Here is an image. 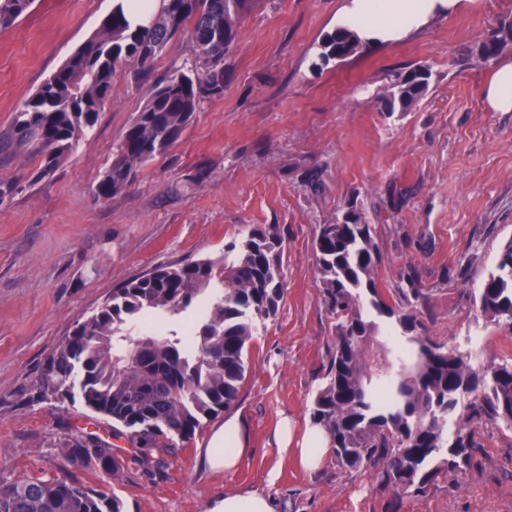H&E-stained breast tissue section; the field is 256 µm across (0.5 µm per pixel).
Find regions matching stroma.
<instances>
[{
  "instance_id": "35a3bbf8",
  "label": "stroma",
  "mask_w": 512,
  "mask_h": 512,
  "mask_svg": "<svg viewBox=\"0 0 512 512\" xmlns=\"http://www.w3.org/2000/svg\"><path fill=\"white\" fill-rule=\"evenodd\" d=\"M349 0H252L224 57V93L207 98L165 155L120 193L95 187L154 83L195 64L188 33L153 62L149 81L116 79L94 127L38 182V159L0 153V180L18 182L0 205V481L60 478L115 493L125 512H207L224 493L252 490L276 512H386L392 491L369 472L341 471L333 455L308 470L282 451V417L311 420L334 343L314 242L349 207L373 227L377 285L396 299L414 269L422 331L468 355L475 371L512 359V332L481 313L478 292L512 240V112L484 103L488 75L512 57V0H466L346 60L318 54ZM112 0H34L0 29V135L20 107L99 29ZM496 41L497 56L483 54ZM430 73L420 100L388 113L397 76ZM284 239L283 297L259 323L245 381L229 412L250 449L230 472L203 452L224 416L205 420L177 456L143 466L123 457L115 477L68 463V434L109 438L112 424L80 403L37 400L46 360L113 288L164 264L223 257L246 229ZM473 467L399 512H512V429L480 426Z\"/></svg>"
}]
</instances>
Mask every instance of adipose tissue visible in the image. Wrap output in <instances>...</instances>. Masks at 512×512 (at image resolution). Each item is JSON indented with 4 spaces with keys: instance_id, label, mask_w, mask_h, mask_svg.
Here are the masks:
<instances>
[{
    "instance_id": "1",
    "label": "adipose tissue",
    "mask_w": 512,
    "mask_h": 512,
    "mask_svg": "<svg viewBox=\"0 0 512 512\" xmlns=\"http://www.w3.org/2000/svg\"><path fill=\"white\" fill-rule=\"evenodd\" d=\"M465 0H351L337 21L352 30L361 43L398 39L423 24L434 13L455 12ZM489 111L512 112V58H504L490 73L484 86ZM277 436L282 445H296L301 464L318 466L331 448L329 435L318 425L306 426L300 438H293L289 422H282ZM244 424L239 416L227 417L207 442L206 462L214 470H233L245 453Z\"/></svg>"
}]
</instances>
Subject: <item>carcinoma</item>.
Segmentation results:
<instances>
[{
	"mask_svg": "<svg viewBox=\"0 0 512 512\" xmlns=\"http://www.w3.org/2000/svg\"><path fill=\"white\" fill-rule=\"evenodd\" d=\"M34 0H0V29L12 27ZM251 0H163L149 25L130 29L120 11L105 16L80 46L16 113L14 136L0 137V150L23 148L40 159L34 179L53 173L79 136L91 129L112 93L122 64L145 78L154 59L189 28L196 67L179 70L152 87L129 125L111 167L95 188L107 199L131 177L165 154L182 136L200 103L224 88V55L234 44ZM355 35L338 30L322 43L327 62L357 50ZM387 111L416 103L428 77H399ZM283 241L273 225L254 227L224 246L217 260L161 265L133 276L91 316L77 324L43 364L36 399L79 396L112 421V436L126 437L133 459L162 462L180 451L202 420L235 400L244 379L248 344L257 323L276 315L282 297ZM324 301L336 318L335 341L311 418L330 436L340 471L368 470L393 491L390 512L404 494L420 496L438 480L471 467L480 444L473 425L512 427V360L491 363L477 374L466 357L418 332L411 308L423 290L416 276L398 289L405 311L387 304L376 275L380 263L370 224H323L315 242ZM224 289L186 332L134 334L131 326L153 315H179L192 307L213 280ZM378 316L405 334L392 363L376 342ZM481 312L512 330V241L484 281ZM119 448L92 434L68 439L62 453L85 468L114 475ZM116 494L64 479L0 482V512H123Z\"/></svg>",
	"mask_w": 512,
	"mask_h": 512,
	"instance_id": "obj_1",
	"label": "carcinoma"
}]
</instances>
